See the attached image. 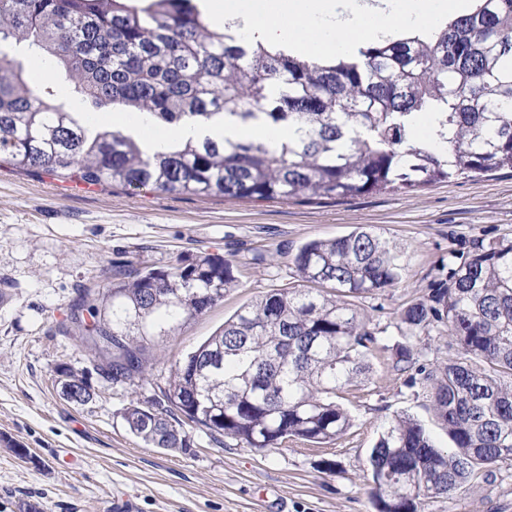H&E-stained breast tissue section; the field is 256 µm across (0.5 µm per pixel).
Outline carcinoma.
<instances>
[{
    "label": "carcinoma",
    "instance_id": "1",
    "mask_svg": "<svg viewBox=\"0 0 512 512\" xmlns=\"http://www.w3.org/2000/svg\"><path fill=\"white\" fill-rule=\"evenodd\" d=\"M472 2L435 28L306 59L286 43L240 40L202 0H0V48L11 50L0 58V161L94 186L255 202L414 191L512 170V0ZM38 60L96 110L145 112L166 128L232 117L292 133L275 148L204 136L153 151L57 99L50 81L30 75ZM423 117L432 142L418 144ZM405 257L373 225L304 243L291 262L305 287L242 306L171 367L156 425L127 408L130 431L156 448H188L178 412L249 448L336 440L351 426L338 398L369 372L379 341L355 301L399 284ZM235 286L230 262L203 253L120 272L86 293L83 342L98 374L146 379V345ZM439 326L455 345L445 364L418 347ZM397 329L392 368L423 390L453 447L397 414L368 463L378 512H423L478 474L512 467V238L475 245L406 306Z\"/></svg>",
    "mask_w": 512,
    "mask_h": 512
}]
</instances>
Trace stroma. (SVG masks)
I'll list each match as a JSON object with an SVG mask.
<instances>
[{"label":"stroma","mask_w":512,"mask_h":512,"mask_svg":"<svg viewBox=\"0 0 512 512\" xmlns=\"http://www.w3.org/2000/svg\"><path fill=\"white\" fill-rule=\"evenodd\" d=\"M363 224L407 249L398 286L358 301L385 346L401 310L449 264L475 243L512 238V172L307 203L112 189L0 164V512L33 503L40 512H377L368 457L387 419L410 415L438 447L450 445L385 349L344 402L352 427L321 448H249L193 426L190 448L168 451L124 419L130 404L154 407L175 361L243 304L295 285L298 247ZM200 253L230 261L236 288L151 345L147 381H104L72 321L75 304L109 288L116 266L165 269ZM61 365L85 374L91 401L61 396ZM425 512H512V469L469 480Z\"/></svg>","instance_id":"obj_1"}]
</instances>
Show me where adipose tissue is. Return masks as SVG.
I'll use <instances>...</instances> for the list:
<instances>
[{"label":"adipose tissue","instance_id":"1","mask_svg":"<svg viewBox=\"0 0 512 512\" xmlns=\"http://www.w3.org/2000/svg\"><path fill=\"white\" fill-rule=\"evenodd\" d=\"M458 7V0H214L216 17L237 22L246 39L285 40L312 57L343 54L396 30L429 26L437 15ZM100 123L114 129L137 127L159 150L172 140L207 134L233 141L253 138L273 146L288 137L284 126H244L231 119L210 129L190 121L163 129L141 112H116L102 117Z\"/></svg>","mask_w":512,"mask_h":512}]
</instances>
